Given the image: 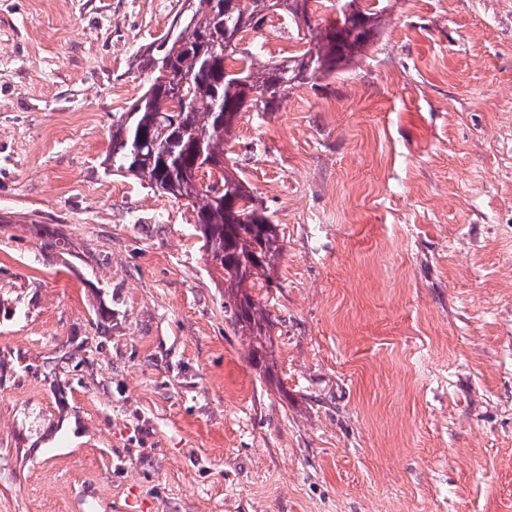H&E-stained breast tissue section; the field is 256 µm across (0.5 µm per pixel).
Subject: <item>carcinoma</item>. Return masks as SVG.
<instances>
[{"instance_id":"obj_1","label":"carcinoma","mask_w":512,"mask_h":512,"mask_svg":"<svg viewBox=\"0 0 512 512\" xmlns=\"http://www.w3.org/2000/svg\"><path fill=\"white\" fill-rule=\"evenodd\" d=\"M323 0H183L171 26L139 55L137 67L151 82L131 108L112 124L106 169L131 177L160 194L184 198L207 260L223 274L224 313L248 339L250 364L271 373L273 320L254 295L276 286L272 272L283 256L276 225L250 185L234 168L227 136L241 113L275 112L287 92L336 74L365 55L380 35L386 5L343 0L335 22L310 29L308 48L270 64L239 48L263 30L270 14L296 23ZM242 67V83L224 77Z\"/></svg>"}]
</instances>
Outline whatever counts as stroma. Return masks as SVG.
Returning a JSON list of instances; mask_svg holds the SVG:
<instances>
[{
	"label": "stroma",
	"mask_w": 512,
	"mask_h": 512,
	"mask_svg": "<svg viewBox=\"0 0 512 512\" xmlns=\"http://www.w3.org/2000/svg\"><path fill=\"white\" fill-rule=\"evenodd\" d=\"M386 2L235 125L266 378L191 206L103 164L178 0H0V512H512V0Z\"/></svg>",
	"instance_id": "obj_1"
}]
</instances>
